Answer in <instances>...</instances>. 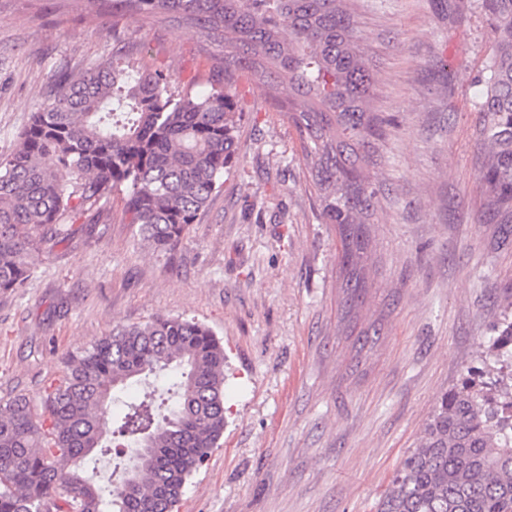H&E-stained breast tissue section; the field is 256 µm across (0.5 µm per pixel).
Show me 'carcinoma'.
<instances>
[{
	"mask_svg": "<svg viewBox=\"0 0 512 512\" xmlns=\"http://www.w3.org/2000/svg\"><path fill=\"white\" fill-rule=\"evenodd\" d=\"M349 2L112 0L114 17L159 15L221 43L224 78L192 94L130 63L62 71L0 158V292L23 287L73 219L115 191L142 240L174 251L236 166L245 75L298 136L322 223L336 229L342 303L354 317L367 298L382 121ZM484 4L495 44L476 81L482 216L512 224V0ZM503 303L488 340L490 381L467 379L442 395L377 512H512V288ZM224 362L210 328L157 317L70 357L40 405L24 394L1 402L0 512H170L224 435ZM168 372L173 403L146 392L108 421L114 391ZM130 447L136 461L112 491L84 476L91 453Z\"/></svg>",
	"mask_w": 512,
	"mask_h": 512,
	"instance_id": "1",
	"label": "carcinoma"
}]
</instances>
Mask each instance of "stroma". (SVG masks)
Masks as SVG:
<instances>
[{
  "mask_svg": "<svg viewBox=\"0 0 512 512\" xmlns=\"http://www.w3.org/2000/svg\"><path fill=\"white\" fill-rule=\"evenodd\" d=\"M352 0L377 75L383 184L376 272L353 348L338 242L306 186L297 136L247 77L240 153L179 248L154 251L121 194L82 216L23 288L0 293V401L40 400L115 327L182 316L224 342L226 427L178 512H376L438 399L483 367L512 286V224L481 219L477 77L493 52L483 0ZM221 49L191 27L115 19L112 0H0V157L63 67L127 60L202 93Z\"/></svg>",
  "mask_w": 512,
  "mask_h": 512,
  "instance_id": "35a3bbf8",
  "label": "stroma"
}]
</instances>
